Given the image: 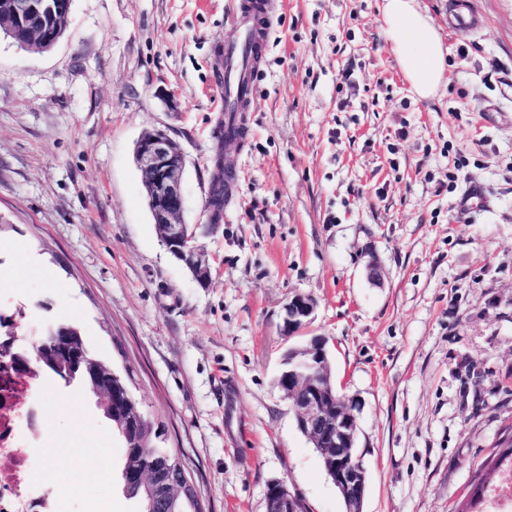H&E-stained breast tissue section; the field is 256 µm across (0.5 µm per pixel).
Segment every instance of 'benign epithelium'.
I'll return each mask as SVG.
<instances>
[{"instance_id": "1", "label": "benign epithelium", "mask_w": 512, "mask_h": 512, "mask_svg": "<svg viewBox=\"0 0 512 512\" xmlns=\"http://www.w3.org/2000/svg\"><path fill=\"white\" fill-rule=\"evenodd\" d=\"M70 0H0V32L20 48L42 53L52 49L67 28ZM135 161L142 174L148 206L162 244L204 285L211 277L205 251L196 243V232L179 221L183 212L184 162L175 142L162 130L146 131L135 147ZM315 308L306 296L295 295L284 306L283 322L288 335L301 330ZM55 354L57 365L70 372L88 370L96 378L95 392L107 415H121L120 426L128 440L139 439L148 417L131 392L112 390L114 371L87 357L77 339L63 333L32 340L31 351L15 354L20 367L31 368ZM278 385L291 401L297 427L330 461L328 469L347 505V512H361L355 503L363 496L366 468L357 447L359 403L333 387L326 339L314 336L305 346L289 349L283 356ZM170 459L160 458L149 467L131 465L123 472L127 486L146 485L153 494L154 509L178 497ZM304 504L285 482L268 486L266 512H302Z\"/></svg>"}]
</instances>
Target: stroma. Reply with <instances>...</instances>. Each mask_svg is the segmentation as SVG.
<instances>
[{
    "label": "stroma",
    "instance_id": "obj_1",
    "mask_svg": "<svg viewBox=\"0 0 512 512\" xmlns=\"http://www.w3.org/2000/svg\"><path fill=\"white\" fill-rule=\"evenodd\" d=\"M465 2L461 25L448 0H420L448 60L420 100L383 0H268L232 192L197 234L205 286L161 244L134 149L171 137L182 220L207 223L217 49L239 0H72L51 50L0 38V311L20 343L64 321L129 372L204 512H266L277 481L306 512H345L278 385L285 351L315 335L361 405L363 512H454L512 427V0ZM296 294L316 308L290 337ZM44 393L46 492L63 512H137L95 398L52 376Z\"/></svg>",
    "mask_w": 512,
    "mask_h": 512
}]
</instances>
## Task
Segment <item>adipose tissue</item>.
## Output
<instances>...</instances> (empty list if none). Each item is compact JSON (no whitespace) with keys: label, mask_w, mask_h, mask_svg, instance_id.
Wrapping results in <instances>:
<instances>
[{"label":"adipose tissue","mask_w":512,"mask_h":512,"mask_svg":"<svg viewBox=\"0 0 512 512\" xmlns=\"http://www.w3.org/2000/svg\"><path fill=\"white\" fill-rule=\"evenodd\" d=\"M384 33L391 51L421 99L435 96L443 85L445 49L438 28L418 0H384Z\"/></svg>","instance_id":"1"}]
</instances>
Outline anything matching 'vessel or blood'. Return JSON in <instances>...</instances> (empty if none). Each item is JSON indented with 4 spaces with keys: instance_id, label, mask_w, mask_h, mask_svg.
I'll use <instances>...</instances> for the list:
<instances>
[{
    "instance_id": "1",
    "label": "vessel or blood",
    "mask_w": 512,
    "mask_h": 512,
    "mask_svg": "<svg viewBox=\"0 0 512 512\" xmlns=\"http://www.w3.org/2000/svg\"><path fill=\"white\" fill-rule=\"evenodd\" d=\"M269 25L265 0H240L231 19L233 37L225 41L222 50L224 62V112L236 113L239 101L253 100L257 68L255 57Z\"/></svg>"
}]
</instances>
